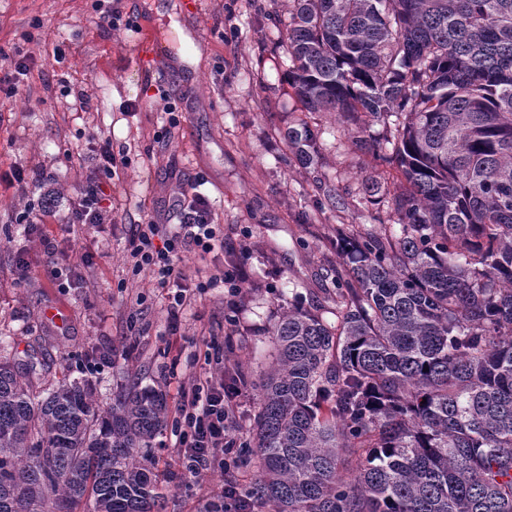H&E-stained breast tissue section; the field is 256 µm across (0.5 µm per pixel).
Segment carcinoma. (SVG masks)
I'll use <instances>...</instances> for the list:
<instances>
[{
    "label": "carcinoma",
    "instance_id": "cac0c4a2",
    "mask_svg": "<svg viewBox=\"0 0 512 512\" xmlns=\"http://www.w3.org/2000/svg\"><path fill=\"white\" fill-rule=\"evenodd\" d=\"M308 112L394 125L398 228L336 233V324L300 294L229 459L243 512H512V0H290ZM307 164L318 134L288 128ZM161 391L100 410L0 362V512H162Z\"/></svg>",
    "mask_w": 512,
    "mask_h": 512
}]
</instances>
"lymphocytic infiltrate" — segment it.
Returning <instances> with one entry per match:
<instances>
[{
  "mask_svg": "<svg viewBox=\"0 0 512 512\" xmlns=\"http://www.w3.org/2000/svg\"><path fill=\"white\" fill-rule=\"evenodd\" d=\"M95 167L82 190L66 200H48L40 214L22 216L28 235L39 239L47 255H55L56 245L45 229L46 222L70 227L100 224L112 206V186L117 175L118 164L112 152L110 140L101 139L92 146ZM172 223L159 224L147 220L138 224L131 243L130 256L134 270H150L160 284L174 287L169 316L178 320L187 300L189 289L205 292L208 284L224 282L230 293H238L243 280L242 272L210 275L207 282L190 283L188 276L176 265L179 254L197 249L210 252L221 230L214 222L213 206L200 190L199 183H191L181 190L172 201ZM232 401L225 394L224 385L214 375H207L184 392L174 418L178 455L191 475L215 463H223L228 419L224 415L226 406Z\"/></svg>",
  "mask_w": 512,
  "mask_h": 512,
  "instance_id": "f902f5d3",
  "label": "lymphocytic infiltrate"
}]
</instances>
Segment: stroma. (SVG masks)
<instances>
[{
  "mask_svg": "<svg viewBox=\"0 0 512 512\" xmlns=\"http://www.w3.org/2000/svg\"><path fill=\"white\" fill-rule=\"evenodd\" d=\"M182 0H112L130 26L102 23L93 0H0V55L26 58L28 86L0 94V361L31 369L36 386L86 378L108 407L131 385L161 389L168 409L206 372L241 364L251 378L269 366V329L292 293L335 292L337 231L396 222L392 198L404 187L395 165L355 144L356 128L332 112H305L288 87L282 41L288 0H197L187 30L204 53L190 76L193 100L169 103L164 90L185 76L139 62L156 28L181 21ZM87 94L90 111L76 96ZM175 105L180 123L169 127ZM308 125L320 150L299 164L284 137ZM110 139L120 186L105 223L72 231L48 225L58 254L48 258L19 218L45 192L75 194L93 169L90 137ZM43 168L46 189L19 192L4 179L13 166ZM204 178L224 246L182 253L187 273L242 266L238 296L217 284L186 307L178 330L168 291L149 271L133 272L134 224L170 218L178 188ZM375 182L368 196L364 184ZM25 255L27 271L16 267ZM81 262L78 287H60L55 268ZM172 430L151 450L164 475L165 512H210L224 483L249 484V465L214 467L184 478Z\"/></svg>",
  "mask_w": 512,
  "mask_h": 512,
  "instance_id": "1",
  "label": "stroma"
}]
</instances>
